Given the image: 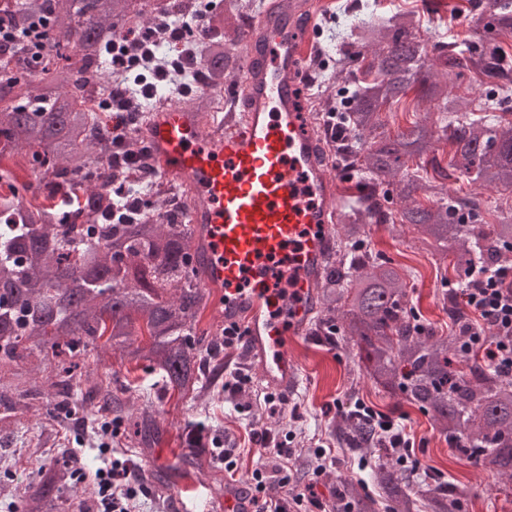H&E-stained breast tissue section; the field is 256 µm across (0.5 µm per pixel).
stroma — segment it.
<instances>
[{
    "label": "stroma",
    "mask_w": 512,
    "mask_h": 512,
    "mask_svg": "<svg viewBox=\"0 0 512 512\" xmlns=\"http://www.w3.org/2000/svg\"><path fill=\"white\" fill-rule=\"evenodd\" d=\"M476 26V13L455 15L443 5L427 37L433 43L440 35H447L449 44L462 49L475 43ZM368 239L373 251L404 268L415 311L427 322L450 331L448 313L438 300L442 285L435 259L420 236L398 224H372ZM288 349L298 366L300 384L287 405L272 409L258 402L265 387L244 341L224 351L225 375L240 371L249 378L243 394L232 400L209 390L195 403L175 397L162 399L154 373L129 369L119 356L101 358L93 348H85L81 355L85 365L73 381L75 393L86 391L106 372L117 380H129L133 385L130 404L135 422L148 419L153 423L144 437L137 436L133 424H123L121 435L112 442L116 458L139 475H151L159 468L164 471L162 483H147L146 495L134 503L135 512H224L225 486L248 480L254 468L272 463L267 449L252 442L250 433L254 430L267 432L274 442H286L289 448L308 456L315 448L329 449L321 472H310L306 478L315 487L316 503L301 509L293 504L288 507V512H328L337 473L350 475L367 486L372 483L371 465L362 464L334 431L341 401H359L393 418L412 442L421 470L470 493V512H512V481L460 456L416 407L379 392L367 379L353 381L344 347L318 342L307 333L289 337ZM0 382L10 387L16 403L10 424L0 429V478L8 480L6 490L0 492V512H18L29 486L40 479L47 466L69 460L70 449H80L83 463L98 466L100 439L84 430L83 420L69 418L58 410L48 411L45 399L33 398L28 392L29 375H8ZM199 423L206 427L205 439H216L222 447L239 450L235 474L225 473L223 465L207 451L202 452L198 466L180 464L186 451V432Z\"/></svg>",
    "instance_id": "stroma-1"
}]
</instances>
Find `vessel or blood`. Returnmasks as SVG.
I'll use <instances>...</instances> for the list:
<instances>
[{"label":"vessel or blood","instance_id":"vessel-or-blood-1","mask_svg":"<svg viewBox=\"0 0 512 512\" xmlns=\"http://www.w3.org/2000/svg\"><path fill=\"white\" fill-rule=\"evenodd\" d=\"M309 0H274L246 29L240 121L204 126L195 107L166 98L139 133L156 172L190 190L187 221L206 267L204 287L224 291L267 387L296 388L288 339L315 311V288L333 247L337 179L301 111L296 88L309 56ZM224 512H254L239 486Z\"/></svg>","mask_w":512,"mask_h":512}]
</instances>
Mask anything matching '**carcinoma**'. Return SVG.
Segmentation results:
<instances>
[{
	"label": "carcinoma",
	"mask_w": 512,
	"mask_h": 512,
	"mask_svg": "<svg viewBox=\"0 0 512 512\" xmlns=\"http://www.w3.org/2000/svg\"><path fill=\"white\" fill-rule=\"evenodd\" d=\"M261 2L224 0V11L208 16L207 33L192 41L207 87L242 86L244 23ZM345 8L367 18L336 24V59L330 72L318 73L325 90L307 110L336 111L330 157L364 177L336 211L312 322L326 340L350 348L376 386L427 414L460 455L512 479V379L484 367L479 352L461 353V329L473 319L448 293L442 300L454 332L420 321L402 266L377 259L366 235L369 224L408 226L438 261L452 259L459 278L476 264H498L512 248L511 215L477 226L484 201L448 186L463 179L512 194V117L482 106L476 112L465 98L448 101L451 75L512 91V54L498 40L512 36V0H493L495 39L460 51L445 43L428 49L417 12L385 18L371 0ZM42 16L50 19L49 49L38 68L12 73L24 68L14 47L0 60V152L23 155L35 175L20 184L0 169V372L36 351L50 354L53 371L41 395L58 397L61 409L80 367L79 346L90 345L154 372L164 393L196 399L222 379L224 343L196 326L207 292L194 260L198 240L182 219L189 191L153 188L159 218L139 215L132 205L138 170L103 163L112 154L109 120L92 118L75 99L107 78L99 60L113 35L154 18L143 0H0V24L25 28ZM335 78L341 84L333 92ZM411 91L418 118L388 129L383 113ZM442 143L450 147L445 167L437 156ZM411 163L431 166L434 176L410 170ZM144 334L146 343L138 340ZM460 361L469 372L454 369ZM127 390L108 379L87 397L128 417ZM338 430L348 447L376 457L375 491L340 474L330 512H459L465 490L444 482L431 488L401 466L370 416L347 411ZM58 492L50 468L23 512H53Z\"/></svg>",
	"instance_id": "1"
}]
</instances>
